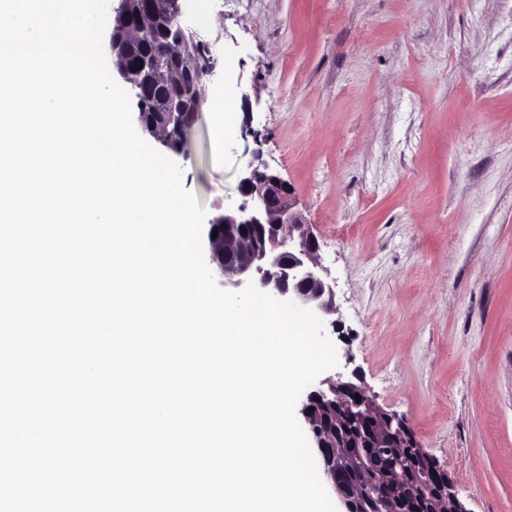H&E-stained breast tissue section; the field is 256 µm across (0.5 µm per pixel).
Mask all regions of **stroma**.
<instances>
[{
    "label": "stroma",
    "instance_id": "35a3bbf8",
    "mask_svg": "<svg viewBox=\"0 0 512 512\" xmlns=\"http://www.w3.org/2000/svg\"><path fill=\"white\" fill-rule=\"evenodd\" d=\"M184 18L234 100L174 155L207 215L286 181L336 293L337 372L407 416L465 512H512V0H226Z\"/></svg>",
    "mask_w": 512,
    "mask_h": 512
}]
</instances>
